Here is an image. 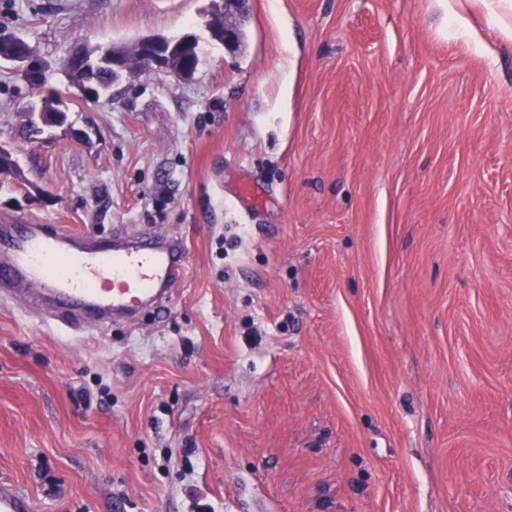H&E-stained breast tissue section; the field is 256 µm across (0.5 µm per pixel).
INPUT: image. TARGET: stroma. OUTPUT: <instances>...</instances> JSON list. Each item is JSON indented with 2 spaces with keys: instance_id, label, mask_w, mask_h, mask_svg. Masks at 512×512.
<instances>
[{
  "instance_id": "obj_1",
  "label": "stroma",
  "mask_w": 512,
  "mask_h": 512,
  "mask_svg": "<svg viewBox=\"0 0 512 512\" xmlns=\"http://www.w3.org/2000/svg\"><path fill=\"white\" fill-rule=\"evenodd\" d=\"M212 4L0 0L46 74L0 59V217L186 249L132 322L0 288V485L33 512H512V40L480 0H248L230 54ZM156 34L200 38L190 79L67 95L69 57ZM41 92L66 119L29 138Z\"/></svg>"
}]
</instances>
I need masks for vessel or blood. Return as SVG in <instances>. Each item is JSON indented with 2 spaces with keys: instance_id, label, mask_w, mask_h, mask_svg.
<instances>
[{
  "instance_id": "b4317fda",
  "label": "vessel or blood",
  "mask_w": 512,
  "mask_h": 512,
  "mask_svg": "<svg viewBox=\"0 0 512 512\" xmlns=\"http://www.w3.org/2000/svg\"><path fill=\"white\" fill-rule=\"evenodd\" d=\"M181 253L178 246H88L61 230L8 218L0 224V286L50 297L63 317L130 315L168 293L183 272ZM31 510L27 495L0 487V512Z\"/></svg>"
}]
</instances>
